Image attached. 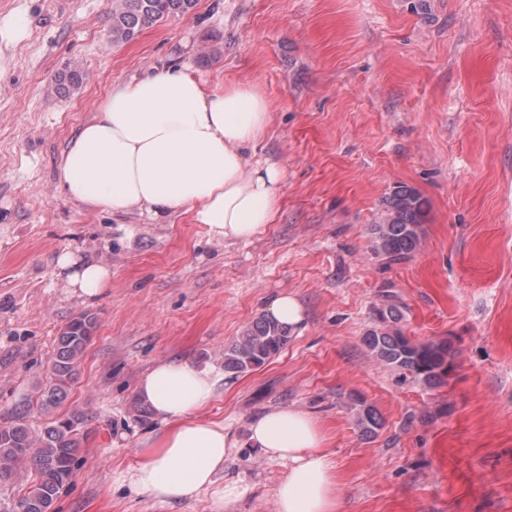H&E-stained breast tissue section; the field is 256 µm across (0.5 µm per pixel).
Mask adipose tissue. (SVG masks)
Returning a JSON list of instances; mask_svg holds the SVG:
<instances>
[{
  "label": "adipose tissue",
  "instance_id": "ef3b65f1",
  "mask_svg": "<svg viewBox=\"0 0 512 512\" xmlns=\"http://www.w3.org/2000/svg\"><path fill=\"white\" fill-rule=\"evenodd\" d=\"M271 116L256 84L231 82L210 92L187 67L171 65L113 87L65 149L61 182L69 197L93 209L153 219L183 210L211 238L248 241L273 222L282 195L279 165L252 155ZM57 265L86 298L112 276L109 267L70 252ZM223 381L216 368L189 361H161L141 377L137 395L165 430L138 450L130 474L137 494L171 503L208 491L225 507L242 497L237 483L217 481L239 441L204 415ZM325 442L321 422L295 406L251 423L247 447L288 464L275 512H339L340 480Z\"/></svg>",
  "mask_w": 512,
  "mask_h": 512
}]
</instances>
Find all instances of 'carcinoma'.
Listing matches in <instances>:
<instances>
[{
    "label": "carcinoma",
    "instance_id": "cac0c4a2",
    "mask_svg": "<svg viewBox=\"0 0 512 512\" xmlns=\"http://www.w3.org/2000/svg\"><path fill=\"white\" fill-rule=\"evenodd\" d=\"M197 0H112L110 37L112 44L131 41L137 34L169 16L185 15ZM86 73L67 64L56 76L59 92L81 87ZM426 201L408 185H399L385 198L379 220L368 234L374 255L387 264L409 259L420 247ZM401 311L391 303L378 310V325L364 336L368 352L398 372L400 381L412 380L434 389L448 382L454 371V348L450 341L417 342L398 327ZM96 316L81 313L61 330L51 360L49 380L36 388L35 403L24 400V409L0 425V484L16 478L17 464H29L32 479L15 504V512H54L53 505L72 484L79 467L80 428L83 417L57 419L36 429L29 422L32 408L51 413L65 398L96 329ZM289 341V329L265 317L257 319L231 345L224 348V371L247 373L263 366ZM356 423L365 437L381 427L374 408L357 398Z\"/></svg>",
    "mask_w": 512,
    "mask_h": 512
}]
</instances>
